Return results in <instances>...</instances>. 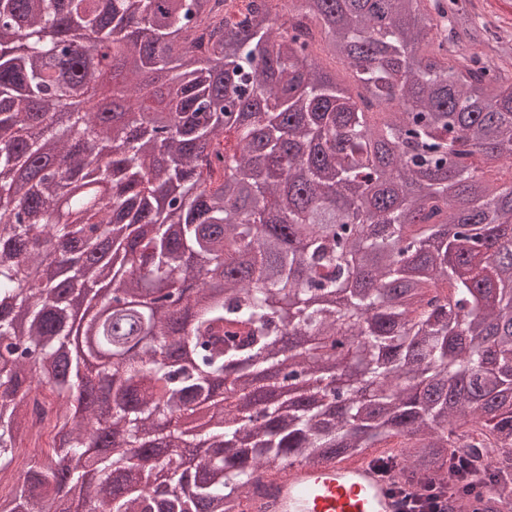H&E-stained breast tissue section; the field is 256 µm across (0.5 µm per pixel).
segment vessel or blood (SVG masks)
Instances as JSON below:
<instances>
[{
    "mask_svg": "<svg viewBox=\"0 0 512 512\" xmlns=\"http://www.w3.org/2000/svg\"><path fill=\"white\" fill-rule=\"evenodd\" d=\"M407 503L367 459L267 472L244 512H405Z\"/></svg>",
    "mask_w": 512,
    "mask_h": 512,
    "instance_id": "1",
    "label": "vessel or blood"
}]
</instances>
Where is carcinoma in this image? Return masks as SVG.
<instances>
[{
	"instance_id": "carcinoma-1",
	"label": "carcinoma",
	"mask_w": 512,
	"mask_h": 512,
	"mask_svg": "<svg viewBox=\"0 0 512 512\" xmlns=\"http://www.w3.org/2000/svg\"><path fill=\"white\" fill-rule=\"evenodd\" d=\"M91 35L126 104L110 120L61 111L103 103ZM146 72L172 74L163 97ZM89 168L101 202L70 209ZM197 265L224 301L174 278ZM107 278L86 325L113 391L104 437L70 411L89 387L68 345L72 306ZM287 336L363 370L331 385ZM3 342L0 483L47 437L24 471L36 501L12 512L65 481L87 512H205L267 462L366 448L389 449L393 483L454 492L453 512L484 490L512 512V19L489 0H0ZM268 388L285 398L258 404L260 430L224 428ZM205 409L191 476L170 449L198 436L158 422ZM110 447L114 482L57 467ZM123 448L179 489H147Z\"/></svg>"
}]
</instances>
